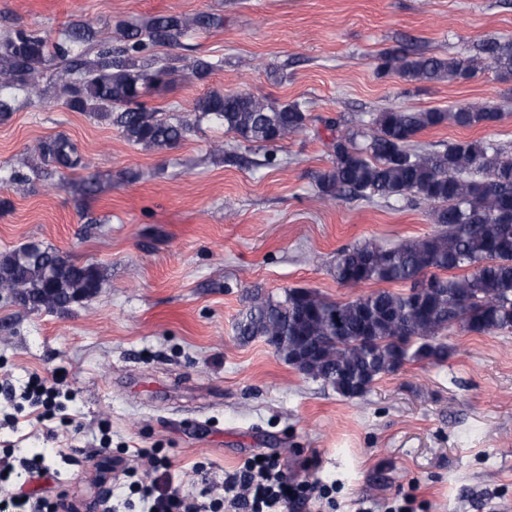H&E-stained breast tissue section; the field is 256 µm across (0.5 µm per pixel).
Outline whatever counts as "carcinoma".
<instances>
[{
    "label": "carcinoma",
    "mask_w": 512,
    "mask_h": 512,
    "mask_svg": "<svg viewBox=\"0 0 512 512\" xmlns=\"http://www.w3.org/2000/svg\"><path fill=\"white\" fill-rule=\"evenodd\" d=\"M220 25L208 13L152 16L98 40L91 24L83 23L70 26L54 44L36 31L15 29L0 37V116L14 111L15 100L1 90L40 99L48 72L70 111L109 122L144 150L173 149L195 126L175 109L161 112L140 100L145 89L180 70V57H159L153 48H176L189 34ZM480 51L481 64L512 77L511 38H489ZM221 64L197 59L192 72L203 79ZM474 71L469 60L401 48L383 52L377 65L378 74L395 73L410 83L459 82ZM193 110L259 147L302 133L312 121L298 102L278 104L246 92H211ZM502 117L495 108L463 105L446 112L386 108L361 131L328 122L336 136L333 166L317 183L322 196L388 204L410 194L431 207L440 230L391 246L366 241L340 251L336 280L350 287L382 285L367 295L333 302L305 288H286L280 297L251 294L237 321L238 336L264 338L303 375L352 399L406 364L447 361L445 331H511L512 156L484 140L431 147L415 141L426 129L485 127ZM34 152L59 168L84 167L77 146L63 135L39 142ZM102 280L99 266L75 263L39 243L0 257V290L33 311L63 310L90 298ZM388 284L407 289L392 291Z\"/></svg>",
    "instance_id": "cac0c4a2"
}]
</instances>
